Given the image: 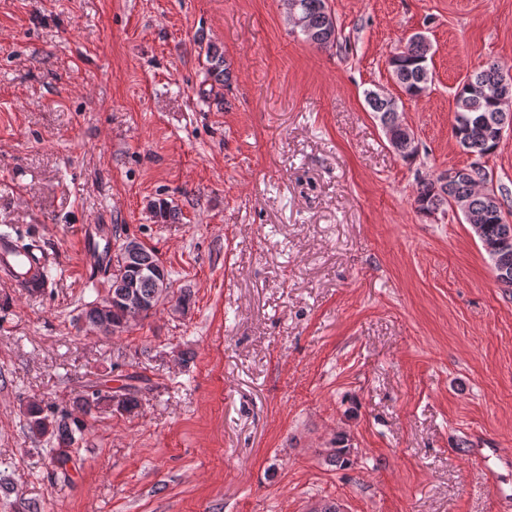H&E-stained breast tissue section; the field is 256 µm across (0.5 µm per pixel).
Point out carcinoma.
I'll return each mask as SVG.
<instances>
[{"label": "carcinoma", "mask_w": 512, "mask_h": 512, "mask_svg": "<svg viewBox=\"0 0 512 512\" xmlns=\"http://www.w3.org/2000/svg\"><path fill=\"white\" fill-rule=\"evenodd\" d=\"M297 9L307 21L306 38L312 40L320 48H327L336 43V31L326 25V14L323 11L324 0H294ZM427 45L413 37L394 53L389 61L392 76L402 92L412 98L422 97L428 90L426 72ZM208 73L217 84H224L229 74L224 67V55L213 48L208 55ZM502 72L498 64L489 63L474 72L454 95L455 115L470 117L490 116L498 111V96L501 90ZM365 101L376 114L381 125L393 124L398 121V110L394 109L392 100L376 91L365 92ZM452 134L468 152L479 157L492 153L498 142L492 135L491 127L461 126L454 123ZM468 176L459 181L454 194L464 199L468 206L473 223L479 225L476 237L482 247H492L507 227L503 213V202L496 194L478 190V185L487 179L484 167L474 163L467 167ZM415 209L423 215L441 206L448 209V199L442 197L436 189L435 181L428 179L420 182L414 199ZM154 251L150 248L135 254H129L118 262V269L111 274L108 297L100 303L86 306L81 318L86 328L93 330L105 323L108 326H119L124 316L126 296L134 294L149 298L156 293L154 280L169 278L164 266L155 268L154 278L141 274V268L149 267L148 260L153 258ZM138 390L126 388L120 394H112L101 390L88 389L78 394L73 401V410L58 411L43 405L36 400L25 404L23 414L27 427L35 438L47 434L54 437L53 448L49 449V460L52 474L64 475L72 462L71 448L76 443V434L82 432L84 421L80 415L88 414L100 406H115L117 410L130 412L137 407Z\"/></svg>", "instance_id": "obj_1"}]
</instances>
